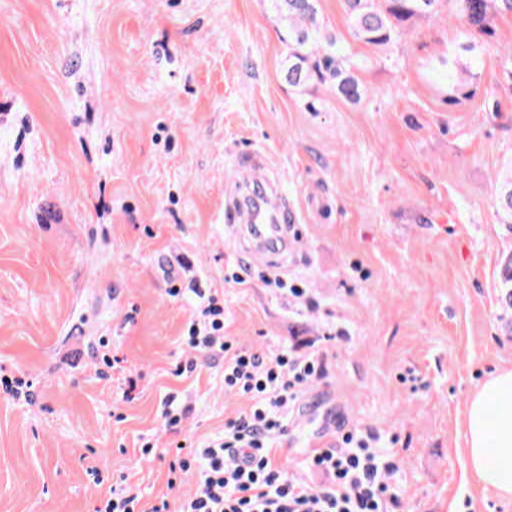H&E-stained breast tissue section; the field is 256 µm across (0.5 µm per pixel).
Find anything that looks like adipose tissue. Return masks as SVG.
I'll return each instance as SVG.
<instances>
[{
	"mask_svg": "<svg viewBox=\"0 0 512 512\" xmlns=\"http://www.w3.org/2000/svg\"><path fill=\"white\" fill-rule=\"evenodd\" d=\"M469 479L512 498V370L492 374L469 401L463 419Z\"/></svg>",
	"mask_w": 512,
	"mask_h": 512,
	"instance_id": "adipose-tissue-1",
	"label": "adipose tissue"
}]
</instances>
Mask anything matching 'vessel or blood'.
<instances>
[{
	"instance_id": "1",
	"label": "vessel or blood",
	"mask_w": 512,
	"mask_h": 512,
	"mask_svg": "<svg viewBox=\"0 0 512 512\" xmlns=\"http://www.w3.org/2000/svg\"><path fill=\"white\" fill-rule=\"evenodd\" d=\"M236 170L239 180L228 204L234 222L239 223L244 239L258 257H276L279 238L284 237L295 212L280 193L279 181L271 177L266 159L257 151L238 154Z\"/></svg>"
}]
</instances>
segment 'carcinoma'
<instances>
[{
    "mask_svg": "<svg viewBox=\"0 0 512 512\" xmlns=\"http://www.w3.org/2000/svg\"><path fill=\"white\" fill-rule=\"evenodd\" d=\"M280 20L288 25V84L307 88L310 82L332 83L342 97L359 98L358 63L336 40L320 38L317 0H274ZM445 0H343L357 39L378 47L388 45L398 29L417 18L430 17ZM470 26L491 37L502 13H512V0H453ZM441 77L448 88V103L456 104L474 96L476 73L461 57L448 56L441 64ZM498 207L512 221V174L501 182ZM506 292L504 303L512 308V255L501 268Z\"/></svg>",
    "mask_w": 512,
    "mask_h": 512,
    "instance_id": "1",
    "label": "carcinoma"
}]
</instances>
